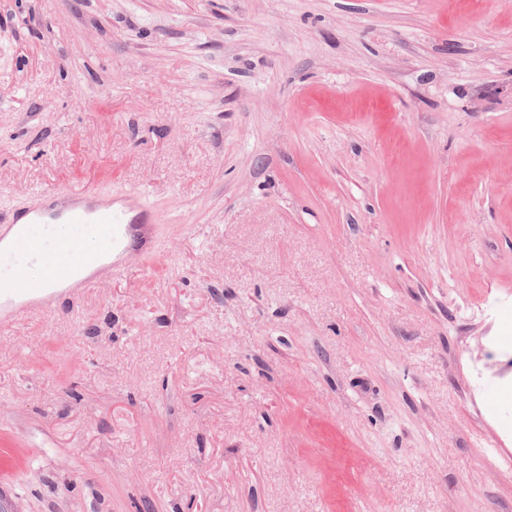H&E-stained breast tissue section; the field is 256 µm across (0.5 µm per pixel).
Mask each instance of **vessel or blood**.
Masks as SVG:
<instances>
[{
    "label": "vessel or blood",
    "mask_w": 512,
    "mask_h": 512,
    "mask_svg": "<svg viewBox=\"0 0 512 512\" xmlns=\"http://www.w3.org/2000/svg\"><path fill=\"white\" fill-rule=\"evenodd\" d=\"M26 214L24 223L0 224V279L12 284L0 291V324L47 313L59 296H82L97 287L100 273L123 272L132 246L144 253L153 247L147 209L134 216L129 208L101 205L89 189L47 191ZM36 265L56 273L31 286L27 275Z\"/></svg>",
    "instance_id": "obj_1"
}]
</instances>
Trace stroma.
I'll return each mask as SVG.
<instances>
[{"mask_svg": "<svg viewBox=\"0 0 512 512\" xmlns=\"http://www.w3.org/2000/svg\"><path fill=\"white\" fill-rule=\"evenodd\" d=\"M157 248L0 326L7 512H512V0H0V218Z\"/></svg>", "mask_w": 512, "mask_h": 512, "instance_id": "1", "label": "stroma"}]
</instances>
